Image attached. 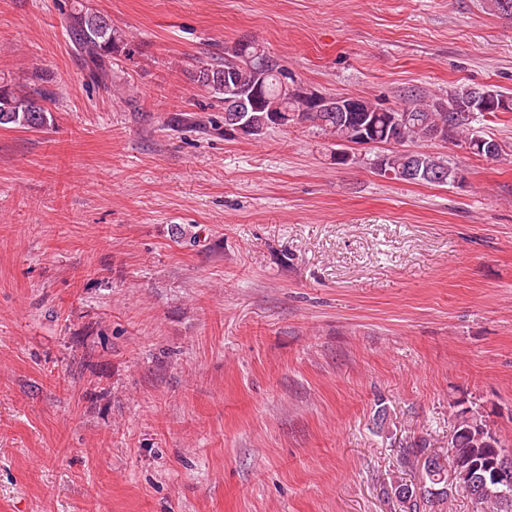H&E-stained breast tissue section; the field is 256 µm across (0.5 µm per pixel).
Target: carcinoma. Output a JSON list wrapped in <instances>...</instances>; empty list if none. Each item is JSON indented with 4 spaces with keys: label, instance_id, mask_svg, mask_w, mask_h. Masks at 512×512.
Segmentation results:
<instances>
[{
    "label": "carcinoma",
    "instance_id": "obj_1",
    "mask_svg": "<svg viewBox=\"0 0 512 512\" xmlns=\"http://www.w3.org/2000/svg\"><path fill=\"white\" fill-rule=\"evenodd\" d=\"M67 35L76 50L85 55L88 76L95 82L109 77L112 59L130 57L134 49L125 34L112 26L104 16L79 9L70 14ZM193 81L206 90L219 89L227 84L238 90V106L249 109L252 127L259 131V139L268 133L284 131L296 124H304L330 140L354 141L353 128L370 125L377 144H392L394 148L376 156L394 173V179L412 183L447 185L456 182L457 168L444 158L428 150H404V143L420 140L451 141L466 148L475 137L477 122L486 115L477 112L472 118L459 116L470 108L474 86H460L448 90L444 98L429 102H409L402 106L383 107L362 96H352L357 111L338 112L332 104L336 95L323 94L326 105L312 106L317 90L296 81L281 61L265 48L257 49L239 41L224 49V60L199 67ZM261 89L258 105L251 104L248 93ZM51 99L46 91L20 89L0 85V128L41 130L51 124L53 117L44 105ZM173 131L204 129L193 113H177L162 124ZM500 444L487 429L483 420L464 410L457 414V425L450 442L453 481H448L447 466L439 458L428 456L423 461L425 484L418 489L404 481H396L391 489L402 493L399 502L404 512H425L443 504L451 491H462L474 501L477 512H512V454L501 451L498 461L502 479L494 482L483 479L476 463L488 454L490 444Z\"/></svg>",
    "mask_w": 512,
    "mask_h": 512
}]
</instances>
